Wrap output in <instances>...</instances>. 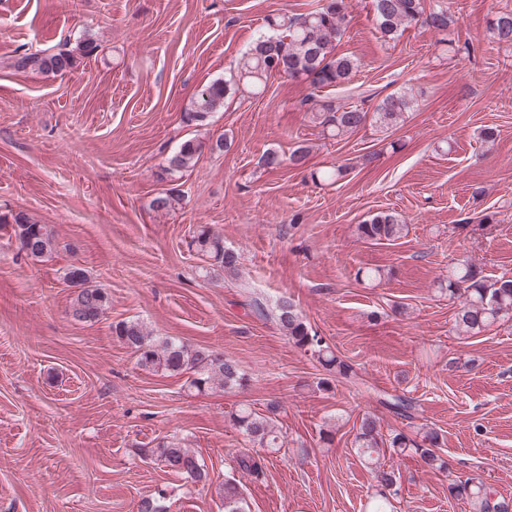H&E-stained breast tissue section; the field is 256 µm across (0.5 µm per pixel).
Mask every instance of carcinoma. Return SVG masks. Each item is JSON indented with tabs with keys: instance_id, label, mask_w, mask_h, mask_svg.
I'll return each instance as SVG.
<instances>
[{
	"instance_id": "carcinoma-1",
	"label": "carcinoma",
	"mask_w": 512,
	"mask_h": 512,
	"mask_svg": "<svg viewBox=\"0 0 512 512\" xmlns=\"http://www.w3.org/2000/svg\"><path fill=\"white\" fill-rule=\"evenodd\" d=\"M372 8L375 26L387 41L398 38L399 33L413 24L421 23L437 33L447 31L451 25V18L442 7L425 12L424 0H372ZM345 21V0H324L320 6L299 16L286 13L267 16L265 23L269 33L255 39L224 78L200 87L184 113V122L203 125L210 113L224 108L228 98L262 93L271 75L281 71L290 78L309 82L313 89L312 118L333 137L353 133L364 127L369 119L382 131L397 126L404 113L417 106V98L412 92L403 90L386 96L371 116L356 105L340 107L334 98L323 94L328 88L333 90L347 83L360 68V61L355 56L337 50L345 33ZM489 31L495 42L512 45V10L497 12L489 22ZM97 48L93 40L85 38L71 50L18 53L12 58L10 67L17 72L56 75L76 69L80 61L94 54ZM199 149L196 141H183L167 157L165 171L172 175L192 169ZM310 152V147L299 145L285 160L277 152L269 151L262 156V163L269 169H277L285 161L294 168H304ZM181 202V193L172 188L159 193L152 201V208L171 211ZM0 226L11 229L19 242V250L32 260L47 256L56 246L53 230L24 211L0 213ZM406 228V222L398 213L381 210L358 225L357 232L360 238L378 243L403 237ZM189 246L211 260L212 269H202L204 274L212 270L234 277L238 275L237 254L225 248L223 237L211 228L200 227ZM66 277L76 286L71 297L70 315L78 322L98 320L109 306L108 294L88 285L84 270L78 266L71 267ZM445 290L449 296L460 298L455 314V327L460 333L477 335L512 316V279H489L469 260H458L449 267ZM273 313L289 342L311 354L329 373V377L320 379L317 386L329 389L336 380L352 382L356 379L357 372L352 365L336 355L325 339L312 330L290 299L281 297ZM112 333L134 351L140 367L150 372L185 375L190 389L241 388L247 383L236 362L208 348L192 347L170 338L158 340L138 320H122L112 325ZM383 404L404 419L415 418L416 404L406 396L393 395L383 400ZM278 410L276 402L268 404L267 414L263 416L248 407H241L232 414V421L250 442L273 453L283 447L273 419ZM442 441L441 433L429 426L420 428L413 438L402 430L385 433L379 418L364 414L353 445L362 465L374 474L379 488V499L373 503L371 512H386L390 498L397 494L393 485L399 484L400 480L394 468L386 466L382 458L416 455L430 468L446 474L450 471L449 462L437 454ZM143 452L147 457L159 459L172 473L197 481L207 477L187 448L166 443L145 448ZM237 465L241 472L258 478L264 475L265 456L249 451L238 456ZM448 498L468 502L472 512H501L506 506V497L491 494L483 482L473 478L448 479ZM162 499L161 493L142 497L137 505L138 512H166ZM243 501L236 481H224V512H246Z\"/></svg>"
}]
</instances>
